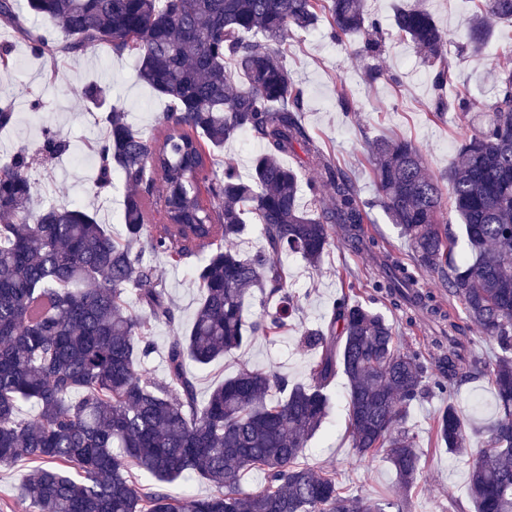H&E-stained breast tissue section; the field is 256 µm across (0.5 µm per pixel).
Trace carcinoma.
<instances>
[{
  "instance_id": "1",
  "label": "carcinoma",
  "mask_w": 512,
  "mask_h": 512,
  "mask_svg": "<svg viewBox=\"0 0 512 512\" xmlns=\"http://www.w3.org/2000/svg\"><path fill=\"white\" fill-rule=\"evenodd\" d=\"M473 2L460 42L417 0L396 9L398 34L435 66L432 115L452 110L470 129L460 164L442 178L410 141H371L377 197L369 202L302 123L303 91L281 50L288 30H306L324 14L331 40L357 33L358 53L377 58L382 28L364 0H26L22 7L0 0V17L34 56L55 64L96 48L133 53L139 79L170 105L146 135L106 104V86L78 91L107 124L93 146L97 193H109L114 173L128 189L119 240L79 206L50 205L32 217V155L19 151L0 164V466L20 458L30 464L22 495L33 512H407L406 495L423 473L417 434L406 425L410 405L484 376L495 387L498 419L471 464L468 494L474 512H512V68L494 72L491 100L443 95L453 76L448 46L480 55L494 24L512 20V0ZM30 15L58 29L35 28ZM231 67L243 76L238 85ZM241 132L264 146L247 179L234 160L219 168L215 159ZM41 151H67L49 124ZM286 156L296 166H285ZM443 180L467 245L461 256L453 254L452 225L440 220ZM304 191L308 209L299 205ZM375 206L396 225L415 268L382 255L369 301L345 293L327 325L302 331L301 346L315 354L307 383L243 368L200 403L188 363L205 367L258 336L274 337L298 313L275 257L298 254L315 266L338 228L351 251L374 252L378 241L365 225ZM247 214L261 225L264 245L244 254L235 243ZM150 254L174 265L200 259L193 277L203 293L191 329L166 349L161 380L143 364L154 349L153 327L175 324L177 313ZM422 268L439 276L448 311L420 286ZM256 290L280 303L250 318ZM379 299L410 320L448 324L450 347L402 349L373 306ZM456 303L489 349L457 351L464 328ZM340 373L352 451L360 461L384 454L400 496L355 495L336 470L302 461L329 416L328 388ZM22 401L35 413L19 417ZM431 434L450 453L466 448L453 402L433 419ZM250 471L262 476L255 487L242 483ZM138 472L156 484H139ZM186 474L216 492L180 498L163 490Z\"/></svg>"
}]
</instances>
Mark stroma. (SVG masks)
<instances>
[{
  "instance_id": "stroma-1",
  "label": "stroma",
  "mask_w": 512,
  "mask_h": 512,
  "mask_svg": "<svg viewBox=\"0 0 512 512\" xmlns=\"http://www.w3.org/2000/svg\"><path fill=\"white\" fill-rule=\"evenodd\" d=\"M399 2H366L386 34L381 65L388 74L387 79L367 83V59L356 53L353 41H330L324 34L327 21L307 30L289 31L283 44L284 62L304 91L303 124L324 152L334 155L351 171L367 199L375 195L367 159L368 141L406 138L419 148L429 171L442 175L458 163L459 142L467 130L456 113H447L440 120L431 115L433 70L407 41L396 35L393 15ZM422 2L442 29L457 39L465 35L474 9L472 0ZM1 43L11 45L19 67L0 75V105L12 104L14 110L12 125L0 130V162L8 160L21 147L33 156L34 163L27 171L28 178L36 185L32 212L50 204H72L94 213L97 221L113 235H122L126 190L116 179L108 195L95 193L98 165L87 148L100 138L103 126L97 113L86 110L77 92L94 82L110 84L113 103L126 112L133 126L145 132L157 127L160 117L169 109L167 100L139 80L136 56L90 50L61 62L52 75L26 45L14 41L10 27L0 20ZM501 66L512 67V23L508 21L496 24L480 56L454 60V81L447 87V95L465 90L476 99H491L495 94L491 72ZM342 87L349 91L354 103L348 114L337 104V93ZM34 95L42 102L41 111L36 113L29 108ZM47 122L70 145L66 153L56 158L40 155L42 128ZM150 261L173 300L178 317L175 326L159 324L153 330L155 349L144 370L149 377L160 379L165 375L166 348L174 335L185 334L191 327L202 292L194 282L190 267L171 266L160 255L151 256ZM281 263L288 272V291L300 307L291 327L273 339L257 337L248 347L225 354L207 369L196 370L199 400H206L224 378L245 366L274 370L290 382L306 383L314 355L298 342L302 328L324 325L330 318L333 301L342 293H354L362 301L367 298L372 260L368 255L349 251L343 243H336L316 267L297 255L283 257ZM330 392L329 417L309 441L305 462L336 469L354 494L368 498L400 495L396 476L384 456L359 462L352 455L344 376L336 377ZM450 402L482 424L497 416L494 387L485 377L455 388L451 397L431 396L411 405L407 423L418 434L425 468L407 494L408 512H448L450 501L463 504L468 501L475 445H467L463 453L451 454L429 442L434 416Z\"/></svg>"
}]
</instances>
